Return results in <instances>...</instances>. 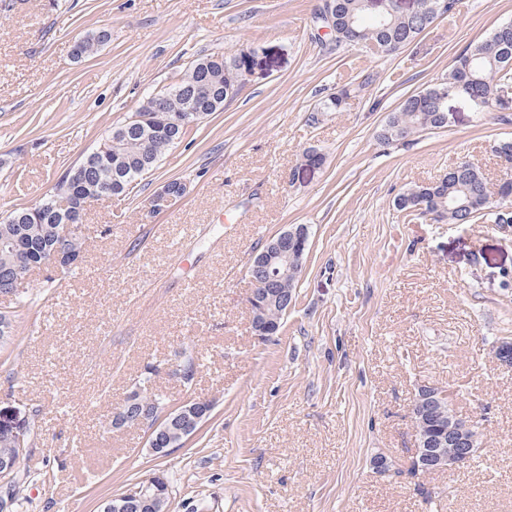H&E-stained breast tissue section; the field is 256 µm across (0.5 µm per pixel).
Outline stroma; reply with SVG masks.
Instances as JSON below:
<instances>
[{"label":"stroma","mask_w":512,"mask_h":512,"mask_svg":"<svg viewBox=\"0 0 512 512\" xmlns=\"http://www.w3.org/2000/svg\"><path fill=\"white\" fill-rule=\"evenodd\" d=\"M0 7V213L31 206L149 94L190 62L280 47L269 74L194 125L132 194L96 202L76 270L28 277L14 345L0 353V413L34 422L12 512H101L155 474L167 512H512V228L406 216L394 197L461 159L489 187L491 147L512 110L449 97L445 127L381 144L407 96L447 75L469 44L512 20V0H458L391 54L336 45L322 0H9ZM111 41L78 60L75 42ZM350 95L336 111L324 101ZM320 168L300 171L303 150ZM187 193L154 212L158 187ZM296 224L309 248L279 333L251 330V255ZM210 419L183 448L154 455L136 427L109 428L150 364L171 405L181 349ZM447 391L481 441L457 471L410 473L420 385ZM384 455L393 474L378 473ZM434 502L426 504L423 491ZM111 38L112 35L107 28H100L86 34L76 41L75 49L77 53L74 54V58L79 60L96 53L101 46L110 42Z\"/></svg>","instance_id":"1"}]
</instances>
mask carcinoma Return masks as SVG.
<instances>
[{
    "mask_svg": "<svg viewBox=\"0 0 512 512\" xmlns=\"http://www.w3.org/2000/svg\"><path fill=\"white\" fill-rule=\"evenodd\" d=\"M445 10L435 6L440 0H417V7L408 12L393 11L385 20L372 14L366 0H325L317 13L321 27L329 29L336 45H361L369 50L391 53L412 42L423 33L442 12H452L456 0H447ZM106 28L86 34L76 41L79 60L94 54L110 42ZM258 49H242L236 53L210 55L194 60L176 84L144 99L135 115L140 120L123 121L98 142L106 151L84 163V179L79 185H57L59 193L48 195L34 207H18L0 219V274L11 272L28 262L24 251L33 253L57 244L63 220L59 201L74 205L85 196H93L100 184H110L106 198L131 194L138 181L152 172L162 158L189 134L191 127L205 117L224 109L228 96H237L244 70L259 65ZM512 87V21L497 26L490 36L463 50L455 59L448 75L439 83L408 97L399 109L391 113L378 138L386 144L406 142L412 135L446 124L444 98L450 94L468 96L479 111H484L496 100V93ZM200 111L199 118L189 116L181 125L173 124L178 114L188 107ZM489 193L486 178L474 163L462 161L448 170L444 180L424 188L406 189L394 200L400 212L431 214L437 221L450 224H472L482 218L493 219L496 224H511L512 212H502L484 205ZM64 248L80 259L86 250L83 233L65 239ZM298 277L290 276L270 284L283 301H295ZM15 319L10 311H0V351L13 343ZM143 387L136 401H124L120 410L130 417L146 411L164 409L167 398L151 384V375L135 381ZM137 495L148 498L155 508L138 506L134 512H165L169 500V485L160 475L150 484L136 485Z\"/></svg>",
    "mask_w": 512,
    "mask_h": 512,
    "instance_id": "obj_1",
    "label": "carcinoma"
}]
</instances>
